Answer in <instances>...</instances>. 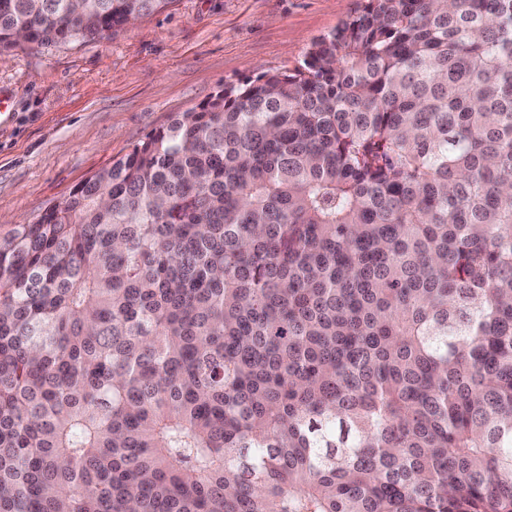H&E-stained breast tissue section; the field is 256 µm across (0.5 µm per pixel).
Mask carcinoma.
I'll use <instances>...</instances> for the list:
<instances>
[{
  "label": "carcinoma",
  "mask_w": 512,
  "mask_h": 512,
  "mask_svg": "<svg viewBox=\"0 0 512 512\" xmlns=\"http://www.w3.org/2000/svg\"><path fill=\"white\" fill-rule=\"evenodd\" d=\"M0 512H512V0H367L1 236Z\"/></svg>",
  "instance_id": "cac0c4a2"
}]
</instances>
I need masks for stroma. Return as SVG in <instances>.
<instances>
[{
  "mask_svg": "<svg viewBox=\"0 0 512 512\" xmlns=\"http://www.w3.org/2000/svg\"><path fill=\"white\" fill-rule=\"evenodd\" d=\"M364 4L171 0L101 40L0 51V236L219 86L299 66Z\"/></svg>",
  "mask_w": 512,
  "mask_h": 512,
  "instance_id": "obj_1",
  "label": "stroma"
}]
</instances>
